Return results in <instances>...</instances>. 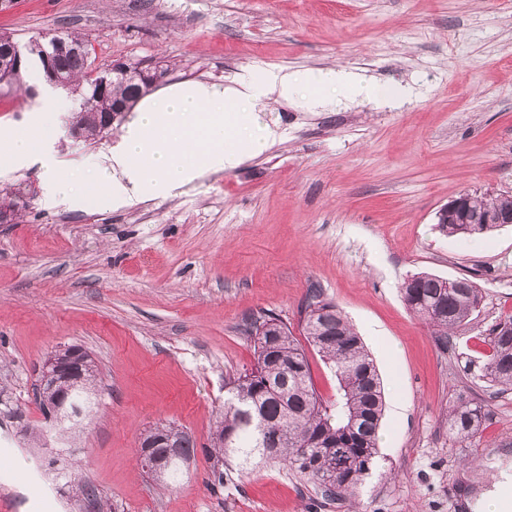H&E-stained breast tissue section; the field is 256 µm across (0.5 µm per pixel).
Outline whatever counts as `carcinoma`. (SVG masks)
Here are the masks:
<instances>
[{"label":"carcinoma","instance_id":"obj_1","mask_svg":"<svg viewBox=\"0 0 512 512\" xmlns=\"http://www.w3.org/2000/svg\"><path fill=\"white\" fill-rule=\"evenodd\" d=\"M66 67L74 78L77 107L72 129L94 140L105 116L118 105L134 107L139 97L130 79L114 75L107 82L92 75L87 58L74 55ZM470 210L489 212L511 206L500 196L469 194ZM449 235L482 234L485 224H462L453 211L438 219ZM403 300L414 314L433 327L439 340L448 330L466 322L481 303L474 282L467 278L443 279L423 273L402 287ZM304 336L333 372L339 395L324 400L315 389L306 351L288 326L274 318L252 324L255 364L228 383L224 413L212 434L207 452L212 473L224 483V468L236 463L247 472L252 465L282 464L304 481L320 489L324 500L354 499L377 467L378 432L383 416L384 394L379 374L360 336L339 308L322 299L317 288L309 289L304 306ZM490 352L482 378L493 387L512 390V317L495 323L488 336ZM60 350L65 373L39 391V404L67 417L91 412V394L98 370L90 355ZM489 416L486 405L460 400L448 411V434L463 442L479 435ZM180 459L171 462L168 478H177L184 462L192 459L197 444L186 431L176 429Z\"/></svg>","mask_w":512,"mask_h":512}]
</instances>
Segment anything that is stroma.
Segmentation results:
<instances>
[{
	"label": "stroma",
	"instance_id": "stroma-1",
	"mask_svg": "<svg viewBox=\"0 0 512 512\" xmlns=\"http://www.w3.org/2000/svg\"><path fill=\"white\" fill-rule=\"evenodd\" d=\"M19 43L79 33L98 66L164 58L168 84L218 86L273 68L341 66L401 98L314 107L271 93L262 154L166 199L115 205L51 201L32 162L0 170L26 210L0 224V512H86L43 462L71 449L77 476L112 512H352L317 505L286 466L229 472L214 484L202 453L229 377L254 365L246 323L275 317L300 334L310 287L347 316L381 376L379 472L363 512H473L512 463V392L481 377L495 322L512 316V224L449 236L438 211L460 193L512 194V0H17L0 30ZM69 111L49 112L60 166L105 163L123 128L75 140ZM467 278L482 304L440 344L405 305L412 275ZM78 346L98 369L92 417L62 430L35 401L44 361ZM490 416L475 438L448 434L456 401ZM200 448L178 483L137 462L157 423ZM44 431L32 440L29 430Z\"/></svg>",
	"mask_w": 512,
	"mask_h": 512
}]
</instances>
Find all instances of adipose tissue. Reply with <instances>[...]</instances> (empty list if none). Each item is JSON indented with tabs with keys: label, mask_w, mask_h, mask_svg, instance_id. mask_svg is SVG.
Instances as JSON below:
<instances>
[{
	"label": "adipose tissue",
	"mask_w": 512,
	"mask_h": 512,
	"mask_svg": "<svg viewBox=\"0 0 512 512\" xmlns=\"http://www.w3.org/2000/svg\"><path fill=\"white\" fill-rule=\"evenodd\" d=\"M302 89L315 104L323 103L327 90L338 100L387 95L383 87L344 68L307 74L272 69L224 87L203 81L179 83L144 97L112 149L111 169L92 172L76 185L58 167L51 132L41 125L43 113L66 107L67 95L44 85L32 108L34 129L0 126V166L40 161L50 191L58 195L76 188L84 196H108L120 205L138 196L168 197L205 173L234 169L244 158L266 150L273 138L270 130L244 133L257 106L272 92L290 98Z\"/></svg>",
	"instance_id": "adipose-tissue-1"
}]
</instances>
